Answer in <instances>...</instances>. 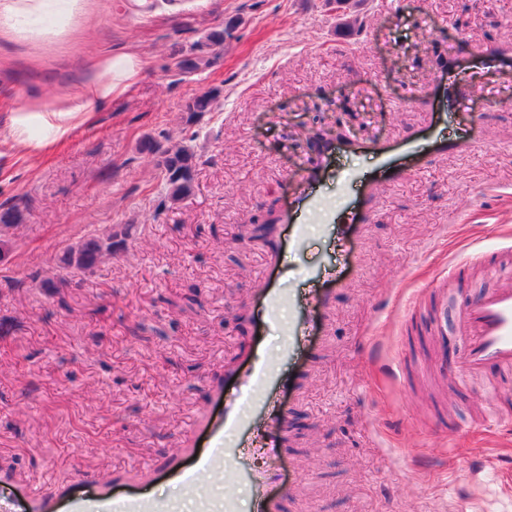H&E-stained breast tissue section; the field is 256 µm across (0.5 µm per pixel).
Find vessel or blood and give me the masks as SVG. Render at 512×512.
<instances>
[{"label":"vessel or blood","mask_w":512,"mask_h":512,"mask_svg":"<svg viewBox=\"0 0 512 512\" xmlns=\"http://www.w3.org/2000/svg\"><path fill=\"white\" fill-rule=\"evenodd\" d=\"M259 293L265 303L263 324L274 321L285 296L265 278ZM459 328L466 338L461 364L472 373L492 363L512 370V288H493L478 300L462 299ZM289 379L273 365L255 361L237 378L236 391L225 397L223 409L210 424L206 448H186L176 465L151 470L148 478L130 476L111 486L72 479L62 489L28 498L29 512H170L168 504L149 496L147 480L176 482L197 504V512H235V492L248 490L252 512H282L288 490L277 464L282 456L281 435L287 415L280 393ZM261 455L264 468L247 459ZM226 479L225 498H216L213 483Z\"/></svg>","instance_id":"1"}]
</instances>
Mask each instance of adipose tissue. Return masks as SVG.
<instances>
[{"label": "adipose tissue", "instance_id": "adipose-tissue-1", "mask_svg": "<svg viewBox=\"0 0 512 512\" xmlns=\"http://www.w3.org/2000/svg\"><path fill=\"white\" fill-rule=\"evenodd\" d=\"M141 67V59L134 55L108 56L103 63V80L85 90L76 104L45 113L14 112L6 128L7 138L27 154L51 153L66 142L77 127L87 124L96 113L110 106L113 97L124 93Z\"/></svg>", "mask_w": 512, "mask_h": 512}]
</instances>
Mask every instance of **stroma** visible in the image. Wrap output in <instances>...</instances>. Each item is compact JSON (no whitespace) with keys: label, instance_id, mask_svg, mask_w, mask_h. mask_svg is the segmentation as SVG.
I'll use <instances>...</instances> for the list:
<instances>
[{"label":"stroma","instance_id":"obj_1","mask_svg":"<svg viewBox=\"0 0 512 512\" xmlns=\"http://www.w3.org/2000/svg\"><path fill=\"white\" fill-rule=\"evenodd\" d=\"M357 35L335 33L322 0H48L0 18V125L65 107L105 57L134 52L128 90L53 153L0 139V203L23 217L0 260V468L35 493L111 481L207 445L225 374L278 362L284 512H512V430L476 412L512 409V374H443L434 312L476 297L483 253L512 247V0H365ZM220 65L177 78L173 51L230 18ZM500 52L494 69L480 57ZM219 85L193 146L196 192L161 207L154 155L138 140L179 134L194 94ZM402 165L372 185L383 149ZM326 209L289 217L305 178ZM349 199L365 220L324 231ZM134 222L119 257L51 292L65 244ZM305 299L330 267L316 328L281 352L297 308L265 331L267 265Z\"/></svg>","mask_w":512,"mask_h":512}]
</instances>
